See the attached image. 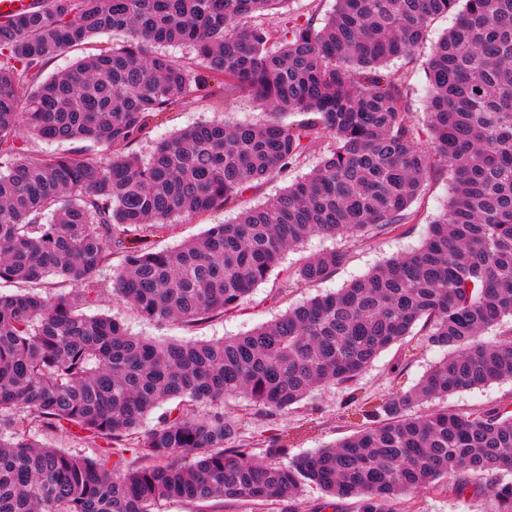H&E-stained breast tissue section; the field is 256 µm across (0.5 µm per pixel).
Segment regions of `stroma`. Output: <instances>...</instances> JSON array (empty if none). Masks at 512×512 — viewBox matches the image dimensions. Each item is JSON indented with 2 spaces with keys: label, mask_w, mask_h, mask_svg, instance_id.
I'll return each instance as SVG.
<instances>
[{
  "label": "stroma",
  "mask_w": 512,
  "mask_h": 512,
  "mask_svg": "<svg viewBox=\"0 0 512 512\" xmlns=\"http://www.w3.org/2000/svg\"><path fill=\"white\" fill-rule=\"evenodd\" d=\"M455 22L454 15L434 19L430 24L427 42L408 58L390 62L389 68L403 78V91L408 119L414 126L424 123V105L428 79L425 62L430 45ZM271 105L253 97L238 94L233 100H225L223 93L201 99L193 98L182 107L157 114L152 121L149 140L136 147L141 156H148L155 140L168 137L174 132L202 123L225 121L234 123H260L270 117ZM321 158L313 151L295 166L279 176L265 181L239 197L234 206L219 208L198 216L175 218L172 230L157 234L152 240L154 250L174 247L181 242L199 236L209 225L222 224L234 219L239 211L253 207L273 198L282 189L308 173ZM450 183L447 173L436 172L427 182L415 205L417 220L383 233L369 236L331 237L315 235L302 244L288 249L278 268L260 283L246 303L237 311L194 327H184L169 322L160 324L148 320L127 308L112 296L111 268L103 269L99 278L106 290L102 300L93 306L96 314L108 315L121 321L132 334L150 339L170 340H214L235 336L260 324L271 321L288 307L305 302L314 296L346 287L353 279L373 270L386 260L411 251L417 247L426 227L448 203ZM330 250H340L346 261L326 281L313 287L284 289L287 272L294 270L313 256ZM415 352L405 357L400 346L383 351L358 377L352 387L333 385L316 392L311 398L293 405L268 421L246 400L228 402L225 410L235 415L241 424L240 439L252 448L256 456H263V440L269 425L287 430L288 454L299 457L315 449L330 446L344 436L358 430L361 422L352 416L350 405L356 400L372 397H389L398 389L412 387L443 355L442 350L430 345L425 337L414 336ZM512 404V382H497L449 397V409L468 413L477 408L505 407ZM423 512H490L492 505L488 495L466 494L457 497L430 488L413 492Z\"/></svg>",
  "instance_id": "35a3bbf8"
}]
</instances>
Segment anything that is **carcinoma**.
<instances>
[{
    "mask_svg": "<svg viewBox=\"0 0 512 512\" xmlns=\"http://www.w3.org/2000/svg\"><path fill=\"white\" fill-rule=\"evenodd\" d=\"M285 2L40 0L0 22V281L16 287L0 293V512H158L169 501L302 512L307 484L356 499L357 512H403L401 496L443 479L463 496L471 477L492 512H512V412L408 414L512 380V336L482 339L512 316V0H336L322 20L286 13ZM449 12L455 25L426 62L422 130L387 64ZM105 30L127 38L44 76ZM173 43L195 56L153 50ZM216 87L310 118L202 124L156 141L146 158L132 151L155 114ZM327 138L319 164L273 200L171 249L150 247L173 218L233 203ZM32 139L100 143L107 155H34ZM441 167L451 197L417 249L248 333L160 342L85 312L120 253L112 295L146 319L196 326L237 309L309 236L414 223ZM345 260L323 252L286 287L318 284ZM417 330L444 356L412 388L354 408L363 426L331 446L290 458L288 432L273 425L259 463L224 414L239 397L273 419L353 384ZM21 415L103 445L92 458L44 446L15 428Z\"/></svg>",
    "mask_w": 512,
    "mask_h": 512,
    "instance_id": "1",
    "label": "carcinoma"
}]
</instances>
